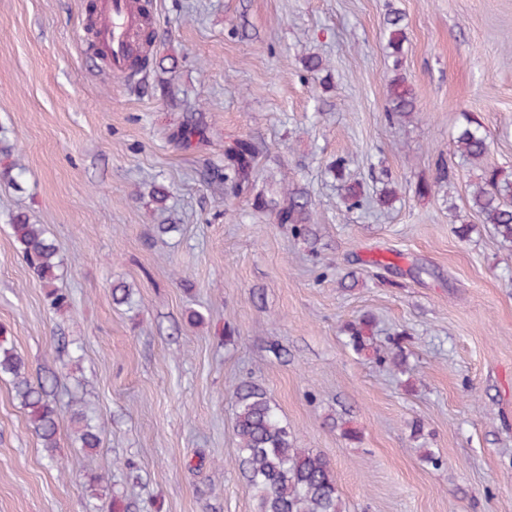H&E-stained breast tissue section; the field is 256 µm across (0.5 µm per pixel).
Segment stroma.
<instances>
[{
    "label": "stroma",
    "mask_w": 512,
    "mask_h": 512,
    "mask_svg": "<svg viewBox=\"0 0 512 512\" xmlns=\"http://www.w3.org/2000/svg\"><path fill=\"white\" fill-rule=\"evenodd\" d=\"M145 2L154 58L128 79L88 47L93 0H0V143L23 166L0 176V326L60 411L49 452L0 378V512H254L233 465L243 381L329 459L345 512H512V244L470 211L478 172L452 154L466 113L512 172V0ZM396 77L406 122L385 117ZM189 119L206 136L187 145ZM238 138L259 149L240 193L212 178ZM340 158L366 197L353 212ZM286 184L314 203L309 236L252 207ZM20 213L56 245L69 308L25 262ZM366 316L358 353L345 329ZM396 342L400 371L380 360ZM76 408L99 448L76 441ZM384 24L388 46L392 49V54L398 56L403 50L405 41L403 17L399 12L390 11L384 20ZM345 164L342 159L336 161L335 176L340 183V201L348 212L358 210L363 206V193L361 187L347 179Z\"/></svg>",
    "instance_id": "35a3bbf8"
}]
</instances>
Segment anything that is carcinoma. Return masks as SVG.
<instances>
[{"mask_svg":"<svg viewBox=\"0 0 512 512\" xmlns=\"http://www.w3.org/2000/svg\"><path fill=\"white\" fill-rule=\"evenodd\" d=\"M387 42L392 54L399 55L405 41L403 17L396 11L385 20ZM390 120H406L416 106L411 90L395 78L389 89ZM453 137V155L463 163L481 169L480 182L470 192V208L482 223L493 226L505 242L512 243V173L485 163L490 141L483 125L469 115ZM255 146L240 139L224 153V172L214 177L243 191L252 184L255 169ZM336 181L340 183V201L348 212L363 206L361 187L347 179L344 161H336ZM255 207L276 211L278 223L292 225L298 234L308 231L314 215L312 200L305 192L288 190V201L280 203L263 196L255 198ZM23 258L47 285L56 280L57 249L42 229L24 216H16L10 224ZM371 318L364 317L348 327L354 351L364 349ZM0 330V377L12 379L16 396L25 408L29 422L42 442V447H57L59 412L49 400L46 386L33 383L26 375L21 355ZM235 399V431L238 438L235 465L253 491L255 512H343V502L336 486L330 461L322 454L296 446V440L283 424L267 391L259 385L244 382L233 390ZM80 427L76 439L81 447L95 449L100 445L99 430L74 412Z\"/></svg>","mask_w":512,"mask_h":512,"instance_id":"cac0c4a2","label":"carcinoma"}]
</instances>
